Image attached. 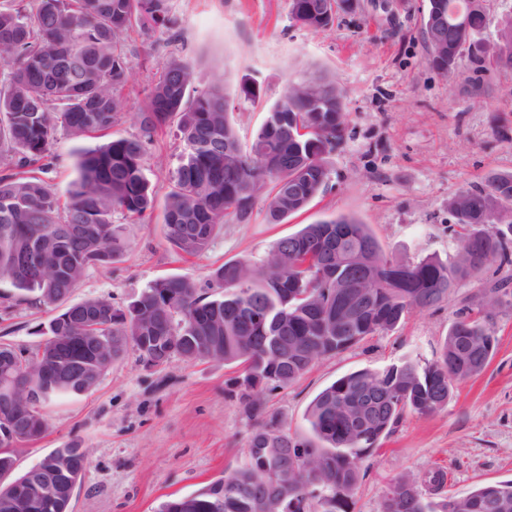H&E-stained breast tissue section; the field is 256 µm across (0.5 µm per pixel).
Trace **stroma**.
Returning a JSON list of instances; mask_svg holds the SVG:
<instances>
[{
	"label": "stroma",
	"mask_w": 512,
	"mask_h": 512,
	"mask_svg": "<svg viewBox=\"0 0 512 512\" xmlns=\"http://www.w3.org/2000/svg\"><path fill=\"white\" fill-rule=\"evenodd\" d=\"M355 2V11L341 15L332 29L314 32L292 24L288 0H168L171 29L146 34L133 27L124 34L128 82L125 110L111 129L116 136L137 133L135 114L172 55L191 64L197 90L219 84L236 100L230 118L244 145L289 78L313 68L335 77L347 120L327 158L333 188L282 224L268 223L265 204H257L249 223L221 225L209 249L187 261L171 251L160 211L142 221L115 216L125 227L124 255L110 266L89 268L67 305L91 298L125 305L150 280L170 274L203 285L225 261L261 259L278 238L341 215L367 224L398 260L455 256L449 198L488 175L512 172V69L485 70L465 58L454 71L437 70L421 37L427 0ZM245 78L259 83L258 101L238 102ZM98 143L58 132L42 175L57 197L71 188L79 152ZM181 150L172 129L148 146L144 175L157 196L166 193ZM491 275L484 270L455 288L441 308L412 311L395 331L318 361L270 396L269 410L288 432L308 437L304 415L319 391L365 367L435 359L458 309ZM54 315L26 304L0 310V344L36 349L41 328ZM491 315L497 344L487 367L459 384L447 407L405 415L382 439L360 464L350 512H378L388 480L405 476L418 483L434 466L446 472L447 490L455 496L512 480V304L495 306ZM234 374L219 359H175L162 369L147 368L128 350L94 389L44 406L47 429L15 447L16 470L73 446L83 450L86 467L70 512H157L163 501L192 494L243 463L251 422L227 393Z\"/></svg>",
	"instance_id": "stroma-1"
}]
</instances>
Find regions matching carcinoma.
<instances>
[{
    "label": "carcinoma",
    "instance_id": "carcinoma-1",
    "mask_svg": "<svg viewBox=\"0 0 512 512\" xmlns=\"http://www.w3.org/2000/svg\"><path fill=\"white\" fill-rule=\"evenodd\" d=\"M483 2L428 0L423 35L434 68L449 71L466 56L482 68L512 67V34L498 38L494 55H483ZM352 8V0H289V19L323 31ZM435 14L448 24L431 25ZM169 22L167 0L0 3V279L16 290L4 300L55 306L89 268L123 254L126 242L113 216L140 219L154 210L155 192L143 173L145 145L173 124L183 149L164 200L163 229L182 259L204 254L219 225L248 223L260 201L268 221L280 224L327 192L326 156L346 124L344 94L334 78L315 70L314 88L299 77L287 81L244 149L223 90H196L189 63L170 57L136 113L138 134L83 152L68 199L59 202L38 177L59 129L76 139L107 136L124 108L120 35L133 25L151 32ZM448 211L457 235L449 262L390 259L368 225L334 217L277 239L259 262L236 259L214 268L210 294L180 276L150 281L129 304L112 307V316L91 318L95 347L54 318L43 332L45 354L63 365L96 351L108 368L133 346L147 367L214 357L239 368L229 391L254 421L244 464L195 493L162 502L159 512H255L259 499L263 512H346L359 462L382 437L407 413L444 408L458 383L488 365L495 336L484 307L502 289L490 288L459 309L437 359L362 368L322 389L307 407L310 440L288 434L266 398L292 386L318 360L394 330L413 310L447 302L449 290L483 269L512 267V241L501 232L484 236L486 224L512 227V172L459 189ZM292 241L300 250L281 257ZM464 251L478 254V261L465 264ZM351 263L376 284L365 302L356 289L336 285V272ZM15 382L43 391L45 402L74 394L61 376L51 386L34 377L8 378L0 366L1 413L5 388ZM368 389L379 395L359 430L343 422L341 410ZM15 469L14 458L0 454V512H46L26 491L28 472L16 476ZM424 484L426 495L408 479L390 480L378 512H512V481L449 496L443 469L434 467Z\"/></svg>",
    "mask_w": 512,
    "mask_h": 512
}]
</instances>
